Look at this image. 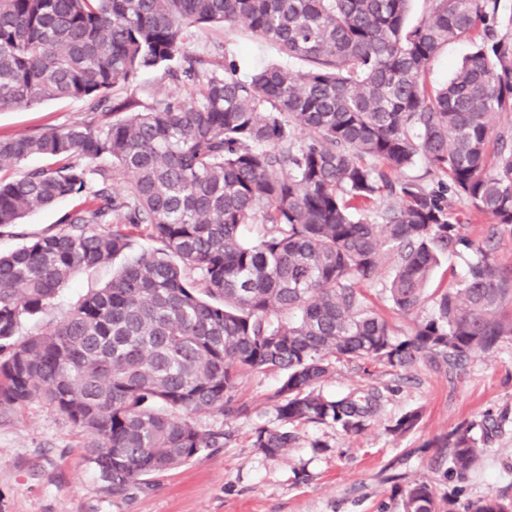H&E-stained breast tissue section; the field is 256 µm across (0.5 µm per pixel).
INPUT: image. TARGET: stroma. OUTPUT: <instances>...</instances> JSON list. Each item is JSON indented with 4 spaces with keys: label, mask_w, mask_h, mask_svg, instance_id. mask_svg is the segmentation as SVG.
Instances as JSON below:
<instances>
[{
    "label": "stroma",
    "mask_w": 512,
    "mask_h": 512,
    "mask_svg": "<svg viewBox=\"0 0 512 512\" xmlns=\"http://www.w3.org/2000/svg\"><path fill=\"white\" fill-rule=\"evenodd\" d=\"M192 50L208 69L222 68L225 53H236L243 76L288 63L277 46L219 25L197 30ZM90 118L82 101L46 100L1 111L0 138L35 136ZM78 205L65 199L0 228V252L57 233L61 216ZM466 263L459 256L443 258L421 309L406 316L387 299L395 262L383 256L362 287L364 304L386 319L393 335H409L417 320L430 316L436 296L461 279ZM111 277L108 266L80 270L49 309L26 320L25 331L55 322ZM278 385L272 372L244 374L239 394L251 406V417L204 413L195 419L201 429L226 431L223 447L147 477L123 497L105 490L86 459L84 433L54 408L42 402L0 408V512H379L394 485L416 480L432 483L461 506L489 494L512 500V337L457 370L422 362L407 372L379 367L368 376L352 364H337L323 392L340 396L374 385L388 388L379 414L356 434L328 425L299 426V440L287 456L269 459L253 448V432L272 424L268 398ZM413 409L422 413L416 428L403 436L390 433ZM463 424L480 439L482 452L466 480H447L448 451L432 442Z\"/></svg>",
    "instance_id": "1"
}]
</instances>
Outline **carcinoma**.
<instances>
[{"mask_svg": "<svg viewBox=\"0 0 512 512\" xmlns=\"http://www.w3.org/2000/svg\"><path fill=\"white\" fill-rule=\"evenodd\" d=\"M408 2L0 0V111L76 99L99 114L0 139V227L91 199L58 233L0 254V406L44 402L81 428L112 495L224 446V432L193 416H249L238 394L247 372L280 375L275 423L252 441L275 459L298 425L358 433L375 414L376 387L317 391L335 363L453 368L512 336L501 315L512 268L490 247L497 226L512 225V16L503 24L502 0H428V15L408 26ZM212 23L243 26L305 67L245 78L233 59L204 69L191 38ZM458 38L472 52L444 87H428L431 61ZM155 68L190 98L113 94ZM30 156L51 164L1 177ZM418 161L432 184L400 177ZM123 174L131 179L109 184ZM383 198L376 218L356 216ZM456 199L492 219L485 240L465 231ZM257 220L266 233L244 239ZM139 233L154 248L129 257ZM387 252L396 265L386 292L405 315L441 258L470 255L460 283L401 338L363 308L361 285ZM119 256L104 288L22 333L76 272ZM419 419L409 411L390 431ZM435 443L449 449L447 473L466 479L481 452L472 428ZM381 512L456 508L414 481L393 487ZM466 512H512V501L489 494Z\"/></svg>", "mask_w": 512, "mask_h": 512, "instance_id": "cac0c4a2", "label": "carcinoma"}]
</instances>
